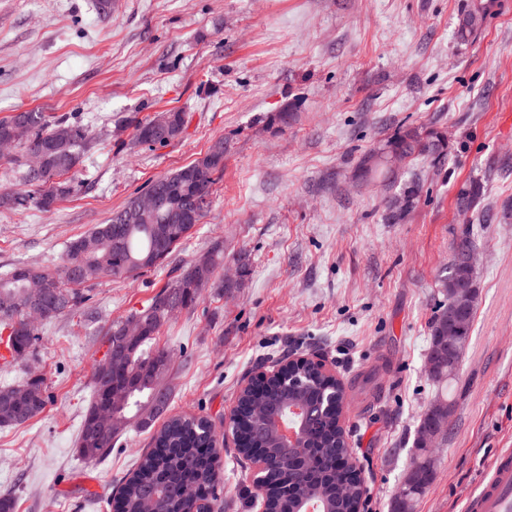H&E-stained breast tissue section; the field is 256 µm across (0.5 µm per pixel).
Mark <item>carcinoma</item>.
I'll list each match as a JSON object with an SVG mask.
<instances>
[{
    "label": "carcinoma",
    "instance_id": "obj_1",
    "mask_svg": "<svg viewBox=\"0 0 512 512\" xmlns=\"http://www.w3.org/2000/svg\"><path fill=\"white\" fill-rule=\"evenodd\" d=\"M487 6L473 2L461 13L456 39L468 43L482 27ZM157 118L134 122L138 143L165 146L171 140L153 132ZM91 139L87 127L62 115L53 119L39 111L18 112L0 119V149L23 150L20 179L26 189L0 190V208H20L28 202L48 209L74 190L73 182L60 177L73 172ZM45 156L41 170L31 169L27 156ZM389 158L415 154L440 164L447 156L444 136L434 129L408 131L390 137L384 148ZM224 171V141L177 170L154 179L147 191L162 195L163 206L148 213L138 212L140 197L130 198L103 224L71 240L60 263L53 269L16 266L0 273V343L22 360L33 351L38 327L46 321L80 311L89 294L83 285L91 280L137 278L166 261L175 248L201 223L212 203L213 187ZM364 176L395 183L398 174L382 169L375 153L362 162ZM420 193V179L402 184L399 195L388 200L392 217L404 218ZM472 245L461 240L454 249L450 274L441 287L465 273L475 277L463 261ZM224 263L223 246L216 243L162 288L141 310L112 322L103 333V357L111 369L103 374L99 364L91 372L93 395L84 409L78 435V451L85 461L97 463L107 457L130 427L152 431V448L140 459L134 476L120 489L115 502L120 512H211L221 473L216 470V439L212 424L195 415L166 416L170 395L164 380L171 370L172 355L154 344L172 312L192 306L206 288H222L216 270ZM47 288L38 307L28 304L27 295L35 285ZM446 303L436 311L430 327L429 347L441 373L437 398L448 402V382L459 370L462 356L448 363V348L438 337L448 335ZM336 386L340 403L345 390L331 382L315 367L295 365L281 376L262 382L260 391H244L238 398L235 425L267 455L268 484L265 496L269 512H298L302 503L316 505L315 512H351L361 494V485L346 479L336 459L346 451V437L340 425L338 407L328 404L331 386ZM123 391V399L112 398V388ZM282 412L285 423H299L305 416L321 426L307 431L302 448H285L277 430L256 422L252 406L259 403ZM47 404L44 379H28L22 386L0 387V426H19L42 413ZM419 454L409 468L411 490L406 500L392 504L391 512H413L415 502L426 492L434 476L429 449L415 439Z\"/></svg>",
    "mask_w": 512,
    "mask_h": 512
}]
</instances>
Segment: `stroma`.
<instances>
[{
  "instance_id": "35a3bbf8",
  "label": "stroma",
  "mask_w": 512,
  "mask_h": 512,
  "mask_svg": "<svg viewBox=\"0 0 512 512\" xmlns=\"http://www.w3.org/2000/svg\"><path fill=\"white\" fill-rule=\"evenodd\" d=\"M470 0H0V118L67 115L92 141L74 191L45 210L0 209V272L58 262L155 178L224 142V173L203 218L160 269L88 285L97 315L41 325L0 387L41 374L49 402L0 427V496L15 512H113L150 443L131 427L97 464L77 452L90 375L112 321L146 307L214 243L209 288L177 310L157 344L173 353L170 412L208 418L223 482L214 512H262L253 464L224 434L240 390L260 371L322 355L347 391L345 429L368 488L363 512H391L417 454L437 386L426 372L429 324L453 250L474 244L478 296L435 476L415 512H463L492 460L512 450V0H488L469 43ZM180 110L182 139L133 144L131 118ZM434 128L444 164L406 159L414 208L360 163L395 133ZM482 186L474 208L458 195ZM250 258L240 270L237 254ZM487 16V6L482 0H475L461 13L456 39L461 44L468 43L482 27ZM420 193V179L411 177L410 179L404 180L402 184L401 192L399 195L392 197L388 200V208L392 213L394 219H402L407 213L414 207L415 200ZM399 201L398 207H393V202ZM395 209V210H394Z\"/></svg>"
}]
</instances>
